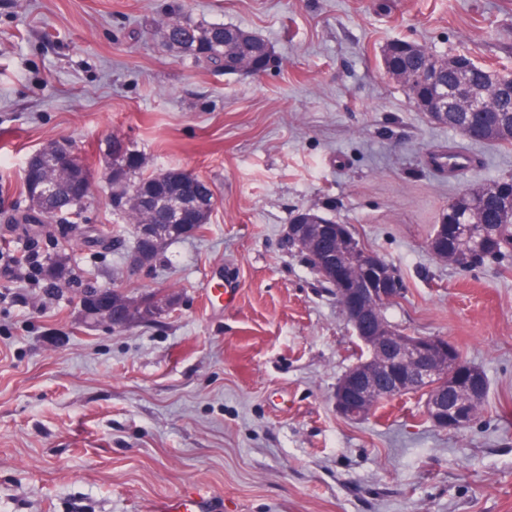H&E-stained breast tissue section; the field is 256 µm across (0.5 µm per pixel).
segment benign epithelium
Here are the masks:
<instances>
[{
  "label": "benign epithelium",
  "mask_w": 512,
  "mask_h": 512,
  "mask_svg": "<svg viewBox=\"0 0 512 512\" xmlns=\"http://www.w3.org/2000/svg\"><path fill=\"white\" fill-rule=\"evenodd\" d=\"M444 68L441 61L428 57L416 71L388 64L385 72L405 87L413 105L427 109L437 119L449 110L487 111L484 98L466 93L460 85L444 83ZM456 210L454 204H448V214L436 225L429 247L437 257L466 266L476 262L472 252L452 253L442 247L462 229ZM326 230L334 236L335 246L314 256V261L334 287L344 318L365 351V358L336 383V411L347 419L358 420L377 400L401 398L419 389L426 393L425 413L435 426L449 432L469 426V398L479 390L478 372L462 362L448 339L412 335L383 319L379 308L398 298L401 280L392 267L351 236L349 225L291 224L288 234L298 242H315ZM85 314L86 319L108 328L128 326L135 317L132 308L127 309L126 319L121 322L112 316L110 294Z\"/></svg>",
  "instance_id": "7a95c632"
}]
</instances>
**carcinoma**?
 Segmentation results:
<instances>
[{"label":"carcinoma","instance_id":"1","mask_svg":"<svg viewBox=\"0 0 512 512\" xmlns=\"http://www.w3.org/2000/svg\"><path fill=\"white\" fill-rule=\"evenodd\" d=\"M161 40L184 53L196 64L234 73V62L249 61L271 53L268 43L261 37L240 27L224 23L198 24L182 15L179 0H170L166 16L158 27ZM497 72L485 65L473 63L465 74L470 88L476 95L487 100L488 115L482 121L484 142L512 144V97L504 99L491 91V80ZM106 154L111 157L108 176L112 183V209L126 218L129 224L151 221L160 226L169 222V205L182 199L192 184L194 175L185 170L172 168L152 175H144V161L138 150L120 136L112 137L106 145ZM91 178L89 169L78 159L67 170L53 173L44 179V197L32 199L33 211L46 218L62 214H81L86 197L79 194V183ZM500 180L474 185L456 197L466 233L457 241V247L475 249L482 242L485 248L503 253L512 251V212L499 215L497 224L476 222L478 211L472 206L477 200L484 202L481 211L497 212L494 190ZM184 235L168 234L149 247L139 240L133 241V251L140 253L141 262L151 266L158 259L164 246L182 239ZM40 275L55 286L74 282L65 258L60 254L49 255L40 268ZM112 296L124 307H134L139 323L154 320L157 307L149 296L134 297L114 288Z\"/></svg>","mask_w":512,"mask_h":512}]
</instances>
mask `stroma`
I'll return each mask as SVG.
<instances>
[{
  "label": "stroma",
  "instance_id": "stroma-1",
  "mask_svg": "<svg viewBox=\"0 0 512 512\" xmlns=\"http://www.w3.org/2000/svg\"><path fill=\"white\" fill-rule=\"evenodd\" d=\"M167 0H0V253L64 255L76 280L175 294L149 324L85 322L75 288L0 277V512H152L201 490L219 512H512V252L470 268L428 240L466 188L512 176V145L466 143L383 68L409 39L512 74V0H182L187 17L264 38L275 64L224 75L157 33ZM146 172L190 171L208 224L133 271L98 240L112 210L105 143ZM469 144L460 179L432 156ZM67 146L91 171L78 221L22 223L28 159ZM307 207L351 229L404 291L406 332L448 338L489 391L459 432L423 400L361 421L333 391L359 348L333 291L288 243ZM236 297L205 305L214 268Z\"/></svg>",
  "mask_w": 512,
  "mask_h": 512
}]
</instances>
